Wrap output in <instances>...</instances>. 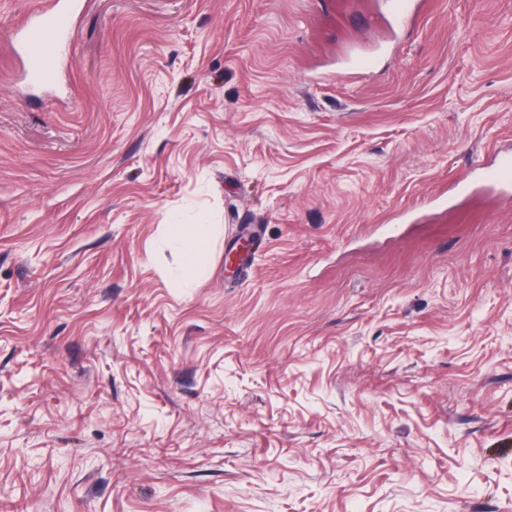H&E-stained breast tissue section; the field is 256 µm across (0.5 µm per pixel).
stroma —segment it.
<instances>
[{
  "mask_svg": "<svg viewBox=\"0 0 512 512\" xmlns=\"http://www.w3.org/2000/svg\"><path fill=\"white\" fill-rule=\"evenodd\" d=\"M45 2L0 0V512H512V201L449 189L512 146V0H85L33 86ZM74 10L57 1L35 21L23 25L22 55L25 75L31 83L50 79L59 61L58 44L73 31ZM167 224V233L179 252L184 255L181 276L185 282L195 280L202 272V263L210 251V238L203 229L205 224Z\"/></svg>",
  "mask_w": 512,
  "mask_h": 512,
  "instance_id": "stroma-1",
  "label": "stroma"
}]
</instances>
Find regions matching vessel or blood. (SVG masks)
I'll list each match as a JSON object with an SVG mask.
<instances>
[{
    "label": "vessel or blood",
    "instance_id": "vessel-or-blood-1",
    "mask_svg": "<svg viewBox=\"0 0 512 512\" xmlns=\"http://www.w3.org/2000/svg\"><path fill=\"white\" fill-rule=\"evenodd\" d=\"M74 18V10L55 5L37 20L24 24L22 55L25 75L31 83H45L55 72L59 61L58 44L71 34ZM479 185L505 193L512 191V153L500 154L491 165L459 177L454 187L457 192L468 193Z\"/></svg>",
    "mask_w": 512,
    "mask_h": 512
}]
</instances>
